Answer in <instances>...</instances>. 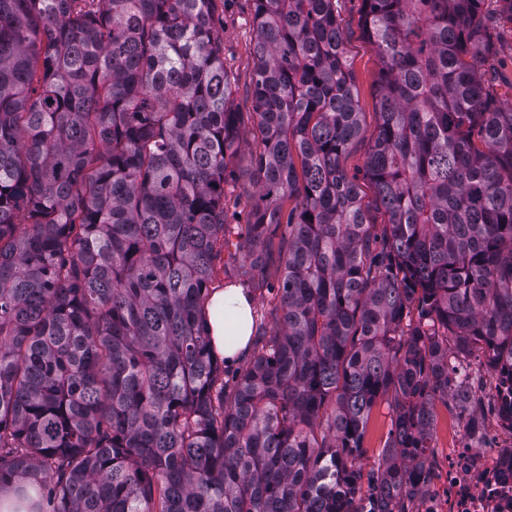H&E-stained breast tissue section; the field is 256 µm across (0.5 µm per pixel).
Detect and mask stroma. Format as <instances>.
<instances>
[{"instance_id":"1","label":"stroma","mask_w":512,"mask_h":512,"mask_svg":"<svg viewBox=\"0 0 512 512\" xmlns=\"http://www.w3.org/2000/svg\"><path fill=\"white\" fill-rule=\"evenodd\" d=\"M340 24L348 55L353 63L359 106L362 112V137L356 141L342 159V165L350 178L358 185L363 202L369 210L370 221L381 225L385 216L378 210L371 183L365 176V159L368 141L377 125V109L373 97V83L379 70V61L367 43L361 25L364 12L363 0H340L338 4ZM253 15L254 0H216L215 26L224 43V65L233 74L237 85L233 108L238 112L252 109L249 93L253 77ZM489 34L497 50L498 63L494 70V85L498 94L512 101V24L494 20ZM258 148L256 139H248L232 164L233 174L224 185L226 208L233 214L235 223H246L253 186L247 170ZM434 439L429 458L432 462L430 481L422 489L429 494L436 488L435 479L442 473L450 448L456 447L465 434L464 426L470 419H479L483 433H490L495 424L497 409L489 396L476 395L468 411H461L455 404L436 402L434 405ZM394 420L391 398H379L371 410L364 439V452L356 464L364 477L376 476L381 465L384 448Z\"/></svg>"}]
</instances>
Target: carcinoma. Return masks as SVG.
<instances>
[{"mask_svg": "<svg viewBox=\"0 0 512 512\" xmlns=\"http://www.w3.org/2000/svg\"><path fill=\"white\" fill-rule=\"evenodd\" d=\"M214 2L0 0V498L402 512L435 401H473L448 354L512 379V104L486 79L485 0H364L378 236L341 166L362 126L339 0H254L257 198L226 222L244 116ZM289 201L275 321L230 385L214 261L264 278ZM385 395L394 429L365 483ZM394 420L392 398H379L371 410L364 439V452L356 460V465L363 473L366 483L369 477H376L384 448L387 444L389 431Z\"/></svg>", "mask_w": 512, "mask_h": 512, "instance_id": "obj_1", "label": "carcinoma"}]
</instances>
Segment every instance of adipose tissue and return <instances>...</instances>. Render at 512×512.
Wrapping results in <instances>:
<instances>
[{
  "label": "adipose tissue",
  "mask_w": 512,
  "mask_h": 512,
  "mask_svg": "<svg viewBox=\"0 0 512 512\" xmlns=\"http://www.w3.org/2000/svg\"><path fill=\"white\" fill-rule=\"evenodd\" d=\"M212 346L226 360L241 359L250 350L253 300L243 288L229 285L216 289L205 306ZM233 327L236 340L226 343V327Z\"/></svg>",
  "instance_id": "ef3b65f1"
}]
</instances>
